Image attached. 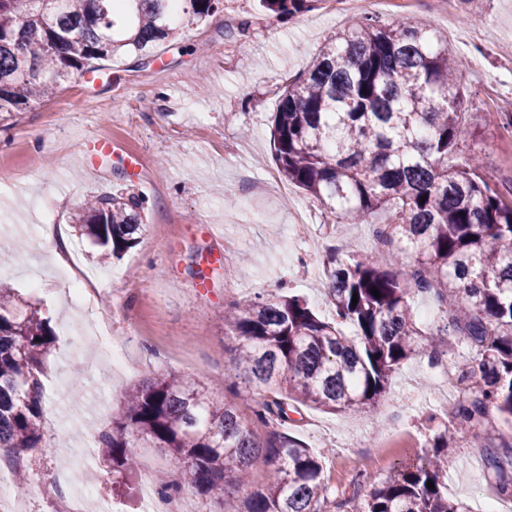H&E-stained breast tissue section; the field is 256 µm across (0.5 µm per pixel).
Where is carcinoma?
<instances>
[{
	"label": "carcinoma",
	"mask_w": 512,
	"mask_h": 512,
	"mask_svg": "<svg viewBox=\"0 0 512 512\" xmlns=\"http://www.w3.org/2000/svg\"><path fill=\"white\" fill-rule=\"evenodd\" d=\"M220 2L0 0V131L98 60L133 55L145 64L158 44H179L183 27L204 22ZM262 2L285 22L314 0ZM453 63L448 40L421 23L385 25L364 15L326 37L280 97L272 157L280 176L326 206L336 223L384 217L389 242L404 244L393 254L399 269L367 255L346 263L330 256L331 321L295 295H257L224 310L242 372L234 396L255 404V421L265 426L288 423L290 401L370 410L400 363L436 354V336H458L476 349L458 376L464 388L454 426L434 436L421 465L376 484L356 512H469L443 492L454 435L480 429L493 410L512 421V203L476 163L448 165L467 132ZM143 211L135 195L99 194L72 221L105 261L137 245ZM408 249L416 259L404 263L400 253ZM416 292L446 308L429 333L408 303ZM57 339L40 306L0 287V448L11 455L49 451L41 376ZM253 422L234 402L212 398L201 381L168 372L123 397L99 436V453L123 472L136 464L134 449H168L186 478L158 469L160 494L188 489L212 500L214 512H238L234 494L261 463L266 482L244 512H323L325 452L277 430L261 441Z\"/></svg>",
	"instance_id": "obj_1"
}]
</instances>
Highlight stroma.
<instances>
[{
  "label": "stroma",
  "instance_id": "obj_1",
  "mask_svg": "<svg viewBox=\"0 0 512 512\" xmlns=\"http://www.w3.org/2000/svg\"><path fill=\"white\" fill-rule=\"evenodd\" d=\"M397 0L378 12L380 22L423 23L447 38L465 90L463 112L493 119L465 137L453 156H476L493 186L512 185V129L504 108L512 102V0ZM350 13H336L331 0L287 22L265 12L259 0H223L218 12L186 29L180 47L159 45L147 66L123 56L102 60L91 83L77 78L52 99L18 116L0 143V236L24 241L23 258L0 252V281L22 297L41 303L59 339L45 363L46 442L49 453L26 455L32 482L21 488L26 512H56L50 487L57 458L69 459L95 478L94 498L103 512H138L143 468L166 459L156 448L140 449L137 468L112 472L95 453L96 428L112 425L126 392L159 373L202 380L210 395H232L237 364L235 339L224 331V308L257 293L298 295L322 320L334 317L322 286L328 258L377 252L387 266L394 245L375 242L370 224L347 225L335 234L334 215L298 188H286L272 159L270 127L289 78L307 69L323 38L341 30ZM120 142L139 155L142 177L131 183L123 160L97 169L86 163L85 131ZM133 193L145 199L142 240L121 259L98 260L90 239L71 233L77 264L90 280L83 302H73L57 269L38 248L46 226L70 224L83 197ZM305 221L294 226L292 210ZM209 223L216 235L198 226ZM317 238L311 251L309 238ZM239 242L243 262L224 268L215 257L227 240ZM205 271L208 291L193 286ZM84 325L82 340L70 330ZM127 342L128 364L111 373L112 340ZM438 363L416 356L401 364L390 393L369 412H331L314 405L291 411L288 434L325 452L329 489L325 512L343 499L363 503L372 485L393 470L420 465L429 439L446 427L451 410H432L424 399L437 378L456 382L457 369L475 350L452 336L441 345ZM83 363L85 388L69 389L68 371ZM512 447V424L490 414L485 425L462 434L448 458L443 483L449 496L480 512L496 495L499 478L489 474L487 450Z\"/></svg>",
  "mask_w": 512,
  "mask_h": 512
}]
</instances>
